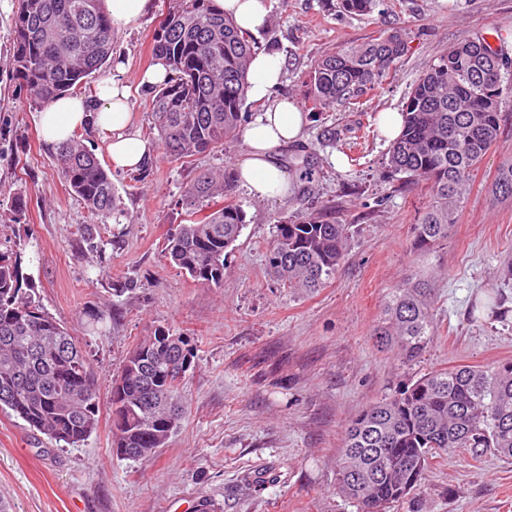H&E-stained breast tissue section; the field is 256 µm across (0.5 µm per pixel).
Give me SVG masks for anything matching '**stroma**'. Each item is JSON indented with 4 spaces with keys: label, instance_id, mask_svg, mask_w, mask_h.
Listing matches in <instances>:
<instances>
[{
    "label": "stroma",
    "instance_id": "1",
    "mask_svg": "<svg viewBox=\"0 0 512 512\" xmlns=\"http://www.w3.org/2000/svg\"><path fill=\"white\" fill-rule=\"evenodd\" d=\"M267 4L268 25L252 40L257 51L286 58L280 92L300 102L304 79L326 54L392 27L406 30L409 51L363 111L309 113L301 141L279 162L286 169L309 160L313 180L291 177L288 195L276 199L232 184L245 226L225 252L219 286L181 272L165 256V240L186 219V186L200 171L234 168L244 141L180 160L160 152L147 172H113L124 214L84 232V204L58 176L38 111L13 77L16 0L0 10V251L20 256L23 291L86 351L100 407L96 431L74 447L0 410V496L13 512H196L204 500L217 512H356L337 494L336 479L346 428L362 409L437 369L512 360V280L499 274L512 252V200L492 192L512 160V104L502 110L499 141L469 180L447 244L431 259L436 328L426 352L408 362L373 338L388 293L418 269L412 227L430 203L422 185L401 186L386 169L390 144L378 114L401 109L433 59L458 42L481 35L512 59V0H398L395 11L365 16L341 12L339 0ZM162 10L156 0L141 25L117 31L113 43L125 62L133 123L153 143L140 78L152 64ZM19 197L26 217L15 224ZM325 206L352 227L334 279L309 295L283 288L265 264L275 224ZM491 296L501 298L506 318L476 310ZM158 329L194 350L180 388L186 410L166 447L133 461L112 450V380ZM391 512H512V458L461 448L433 459L420 491Z\"/></svg>",
    "mask_w": 512,
    "mask_h": 512
}]
</instances>
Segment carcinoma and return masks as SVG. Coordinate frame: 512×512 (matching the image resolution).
Listing matches in <instances>:
<instances>
[{"label": "carcinoma", "mask_w": 512, "mask_h": 512, "mask_svg": "<svg viewBox=\"0 0 512 512\" xmlns=\"http://www.w3.org/2000/svg\"><path fill=\"white\" fill-rule=\"evenodd\" d=\"M102 2L18 0L12 66L29 105L42 109L109 65L115 33ZM392 2L340 0V8L369 15ZM164 6L152 37L153 60L171 73L151 101L159 141L176 159L217 152L242 133L254 43L214 0H164ZM408 51L407 33L393 27L321 58L305 83L310 109L335 103L359 109ZM511 101L512 62L483 36L439 54L412 86L387 167L405 184L429 189L432 203L413 231L419 254L448 241L469 175L498 142L501 109ZM55 159L90 223L122 216L111 174L94 153L72 138ZM230 182L228 173H200L184 191L186 223L167 238L165 254L204 285L224 281V252L245 225L241 206L225 199ZM493 192L512 198V162L500 168ZM350 228L322 210L277 224L267 264L283 287L314 293L335 277ZM19 266L0 253V409L75 445L97 429V382L74 337L21 291ZM432 291L422 273L392 289L373 333L377 345L406 361L420 358L434 335ZM158 335L165 332L141 341L112 381V444L133 449L136 460L153 455L155 433L173 432L183 414L184 375L166 351L136 359ZM456 448L512 458L511 360L434 371L363 410L346 431L337 493L358 512H386L420 488L430 460Z\"/></svg>", "instance_id": "carcinoma-1"}]
</instances>
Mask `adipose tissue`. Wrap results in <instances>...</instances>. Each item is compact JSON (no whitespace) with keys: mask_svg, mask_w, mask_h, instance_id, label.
<instances>
[{"mask_svg":"<svg viewBox=\"0 0 512 512\" xmlns=\"http://www.w3.org/2000/svg\"><path fill=\"white\" fill-rule=\"evenodd\" d=\"M216 4L243 31L254 33L267 25L266 0H216ZM285 65L279 53L266 52L256 54L249 66L247 96L259 111L242 131L246 149L236 166L241 184L261 198L287 195L288 178L277 156L300 141L305 124L295 101L275 96ZM124 73L123 60H114L110 75L90 94H70L42 109L38 125L45 146L54 149L66 143L74 130L91 119L105 135L106 152L114 169L143 168L154 149L133 124Z\"/></svg>","mask_w":512,"mask_h":512,"instance_id":"ef3b65f1","label":"adipose tissue"}]
</instances>
